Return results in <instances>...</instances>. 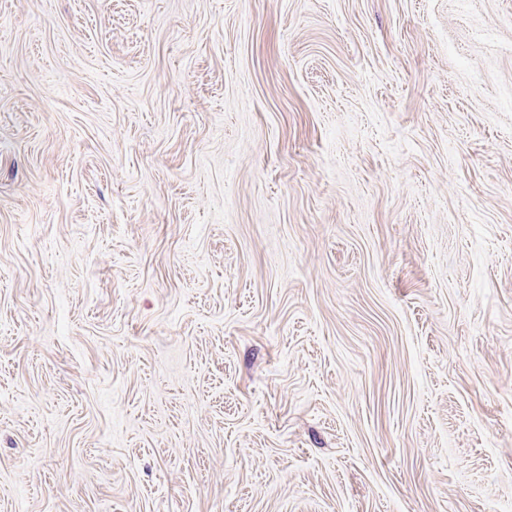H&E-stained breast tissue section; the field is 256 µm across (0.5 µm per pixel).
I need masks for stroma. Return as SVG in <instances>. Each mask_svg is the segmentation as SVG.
I'll return each mask as SVG.
<instances>
[{
	"instance_id": "stroma-1",
	"label": "stroma",
	"mask_w": 512,
	"mask_h": 512,
	"mask_svg": "<svg viewBox=\"0 0 512 512\" xmlns=\"http://www.w3.org/2000/svg\"><path fill=\"white\" fill-rule=\"evenodd\" d=\"M0 512H512V0H0Z\"/></svg>"
}]
</instances>
